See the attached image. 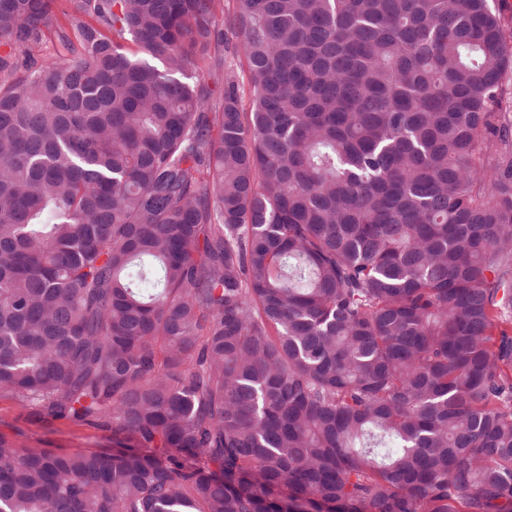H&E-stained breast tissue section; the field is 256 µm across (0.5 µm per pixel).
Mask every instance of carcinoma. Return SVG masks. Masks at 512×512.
<instances>
[{
	"label": "carcinoma",
	"instance_id": "cac0c4a2",
	"mask_svg": "<svg viewBox=\"0 0 512 512\" xmlns=\"http://www.w3.org/2000/svg\"><path fill=\"white\" fill-rule=\"evenodd\" d=\"M57 2L0 0V397L120 450L0 437V512H512L488 0H75L38 65Z\"/></svg>",
	"mask_w": 512,
	"mask_h": 512
}]
</instances>
